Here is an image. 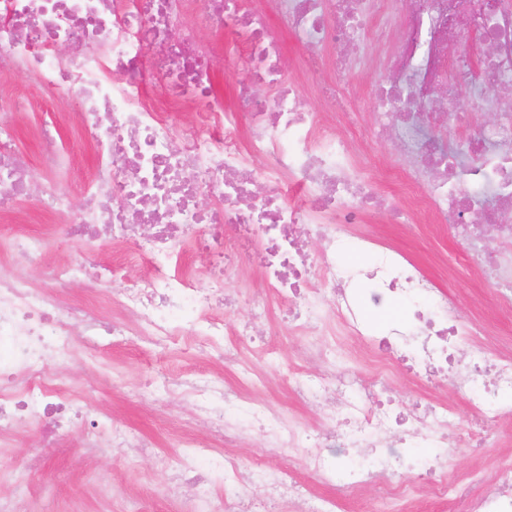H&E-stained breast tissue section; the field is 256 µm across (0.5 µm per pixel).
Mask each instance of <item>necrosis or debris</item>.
Segmentation results:
<instances>
[{
	"label": "necrosis or debris",
	"mask_w": 512,
	"mask_h": 512,
	"mask_svg": "<svg viewBox=\"0 0 512 512\" xmlns=\"http://www.w3.org/2000/svg\"><path fill=\"white\" fill-rule=\"evenodd\" d=\"M247 2L203 0L194 12L189 0H0V78L24 74L63 90L94 155L84 201L73 204L56 184L69 154L43 129L36 164L44 179L32 180L35 163L13 148V112L0 99V214L26 198L51 215L63 237L107 236L119 254L103 267L109 281L148 265V286L127 283L121 293L145 335L183 336L236 361L253 330L226 329L222 310L237 303L225 285L246 259L261 269L267 291L287 303L294 328L314 329L327 307L340 326L326 335L340 330L371 348L370 382L337 370L335 346L313 340L300 349L322 374L294 375V396L311 407L329 401L348 420L345 428L283 431L271 406L248 395L263 382L256 374L237 385L180 371L162 376L169 392L193 398L216 435L254 421L278 447L302 454L326 487L316 492L271 467L258 476L263 498L288 500L295 512H345L332 488H371L387 512H413L424 489L448 512H512V457L498 459L490 480L482 470L458 469L445 433L456 411L427 399L429 386L447 382L474 392L466 404L468 445L480 447L485 431L512 422V353L487 357L479 327L460 320L451 294L403 252L358 229L373 214L392 224L425 215L449 240L472 243L483 275L512 304V0H388L382 10L378 0H336L331 13L326 0H279L303 46L339 48L340 78L351 62H362L368 42L403 17L389 78L373 103L381 126L412 147L402 182L408 208L377 188L335 122L313 111L284 70L266 11ZM201 24L225 45L246 46L232 101L212 90L224 58L199 44ZM464 29L477 42L449 56ZM64 45L70 55L60 54ZM149 78L158 85L152 99L143 91ZM262 84L274 95H260ZM488 103L496 120L467 138L465 158L454 166L427 129L465 128L469 114ZM173 107L189 112V121L173 126ZM253 158L261 171L250 166ZM201 196L209 208L198 207ZM305 225L322 244L320 256L308 254ZM488 232L509 252L483 255L479 242ZM198 254L206 258L201 269L191 262ZM397 304L406 316L372 331L371 316ZM111 308L107 294L95 306L53 305L26 277L0 276V442L19 437L20 422L35 425L47 448L71 433L81 395L49 368L71 357L72 326L95 334ZM399 365L417 370L419 400L405 410L385 396ZM177 445L178 454L153 461L172 487H195L184 512H259L236 491L241 464L234 454L201 447L191 436ZM217 473L224 484L216 492L210 484Z\"/></svg>",
	"instance_id": "1"
}]
</instances>
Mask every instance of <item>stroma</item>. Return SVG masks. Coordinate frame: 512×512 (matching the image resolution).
<instances>
[{"mask_svg":"<svg viewBox=\"0 0 512 512\" xmlns=\"http://www.w3.org/2000/svg\"><path fill=\"white\" fill-rule=\"evenodd\" d=\"M366 52L376 65L356 70L349 79V94L362 99L363 104L354 121L344 120L339 124V131L345 134L350 133L355 122L368 132L376 126L369 100L375 86L387 76L384 61L389 49L374 41L367 44ZM0 93L16 105L17 147L30 157H37V131L45 118L43 108L47 103L61 100V93L22 76L0 82ZM60 136L62 144L72 145L74 156L71 169L60 176L59 183L78 205L83 201V187L91 171L92 152L77 143V134L69 125L61 126ZM356 151L367 156L369 173L380 189L399 193L400 174L406 163L399 139L373 136L370 142L357 145ZM370 226L376 235L421 261L437 286L467 298V305L460 311L462 319H480L494 333L498 345L512 343V307L498 304L492 288L475 273L459 272L451 267L450 261L461 252V244L450 242L432 225L390 224L381 214L371 219ZM230 285L240 291V304L227 318L232 326L248 318L253 300L266 296L267 291L258 271L246 262L239 266ZM271 308L268 341L279 351L277 361L272 363L265 362L259 352L246 349L239 362L219 365L199 356L182 337L162 341L146 339L139 336L134 317L116 305L112 314L125 321L126 336L102 339L101 348L94 355L84 347H77L74 357L54 366L52 372L59 380L87 391V421L109 415L134 434L152 436L158 450L165 453L172 452L183 426L192 423L195 408L192 401L173 395L145 397L143 386L156 373L172 366L206 377L220 372L225 381L233 382L239 378L242 365H256L264 384L253 391L254 401L274 406L284 427H322L330 423V413L307 410L291 391L292 368H300L311 377L317 376L319 370L315 364L299 358L298 350L304 338L283 328L278 316L280 303L272 302ZM228 447L238 455L246 471L258 460L272 465L282 461L279 450L268 447L265 437L257 431L231 439ZM42 451L41 470L32 474L25 495L35 501L44 490H52L56 512H128L135 501L141 502L144 512H179L181 508L180 501L167 493L166 474L154 466L150 457L132 459L122 448H86L76 433L60 447ZM509 453H512V426L507 424L488 435L480 453L466 447L455 448L454 461L463 469L476 466L486 469L495 459Z\"/></svg>","mask_w":512,"mask_h":512,"instance_id":"stroma-1","label":"stroma"}]
</instances>
